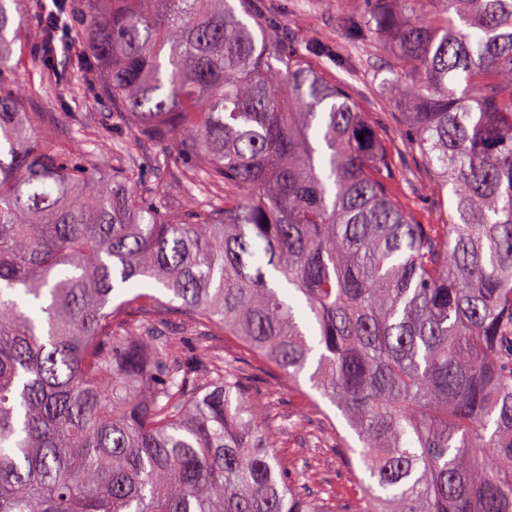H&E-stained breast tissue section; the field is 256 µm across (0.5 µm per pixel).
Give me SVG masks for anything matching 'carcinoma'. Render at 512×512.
<instances>
[{
  "label": "carcinoma",
  "mask_w": 512,
  "mask_h": 512,
  "mask_svg": "<svg viewBox=\"0 0 512 512\" xmlns=\"http://www.w3.org/2000/svg\"><path fill=\"white\" fill-rule=\"evenodd\" d=\"M0 0V512H512V0H366L377 87L443 224L393 193L345 78L272 37L260 0H55L38 67L99 75L127 132L176 144L209 201L174 216L134 165L35 131ZM364 139H359V135ZM150 283L168 301L134 288ZM238 336L362 445L258 402ZM334 448L363 496L288 471ZM278 446L274 448L276 453L288 464V467L303 465L302 449L298 448L300 443V435L297 433H289L288 438H280Z\"/></svg>",
  "instance_id": "obj_1"
}]
</instances>
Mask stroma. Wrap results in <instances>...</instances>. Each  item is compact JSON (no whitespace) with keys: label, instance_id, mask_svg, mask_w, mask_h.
<instances>
[{"label":"stroma","instance_id":"35a3bbf8","mask_svg":"<svg viewBox=\"0 0 512 512\" xmlns=\"http://www.w3.org/2000/svg\"><path fill=\"white\" fill-rule=\"evenodd\" d=\"M278 14L275 30L277 38L295 45L303 60L315 63L310 51L311 44L318 43L337 51L350 64L359 65L360 71L354 81V100L360 111L369 114L383 137L399 138L403 123L389 101L377 96L379 83L387 73L379 63L359 64L350 51L351 34L343 18V0H268ZM38 30H30L17 53L22 63L9 76L10 82L22 85L27 92L28 111L34 112L35 125L50 124L58 140L82 156L95 160L101 175H110L112 170L122 167L128 160H135L147 171L141 182V192L153 196L157 176H164L169 184L165 205L171 212L204 202L200 191H187L188 176L185 164L180 163L173 144H150L126 134L119 114L113 113L95 98L78 96L58 101L49 95L42 77L34 66L35 43ZM225 355L249 361L254 370L250 387L256 398L270 390L283 393L282 409L286 414L309 415L322 424H333L351 446H358L355 432L348 426L340 412L329 401L320 398L312 389L307 377L291 383L261 357L251 352L236 337L224 339Z\"/></svg>","mask_w":512,"mask_h":512}]
</instances>
